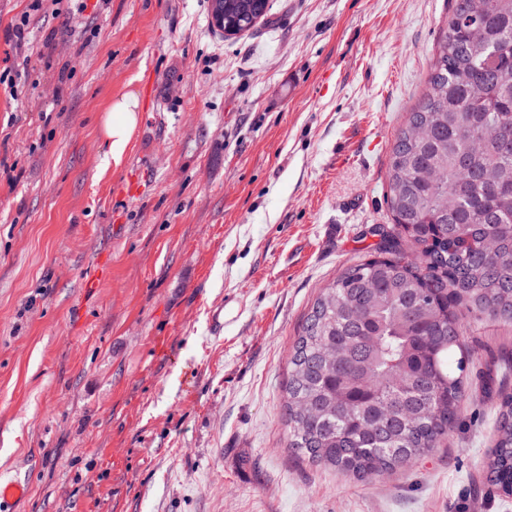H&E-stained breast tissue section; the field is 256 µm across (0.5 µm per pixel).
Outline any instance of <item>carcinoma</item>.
<instances>
[{
  "mask_svg": "<svg viewBox=\"0 0 512 512\" xmlns=\"http://www.w3.org/2000/svg\"><path fill=\"white\" fill-rule=\"evenodd\" d=\"M269 0H211L224 37ZM392 224L315 299L288 361V451L361 480L430 455L462 413L469 315L512 324V0H452L386 173ZM489 481L512 495V393Z\"/></svg>",
  "mask_w": 512,
  "mask_h": 512,
  "instance_id": "obj_1",
  "label": "carcinoma"
}]
</instances>
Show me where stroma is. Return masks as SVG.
Listing matches in <instances>:
<instances>
[{"label":"stroma","mask_w":512,"mask_h":512,"mask_svg":"<svg viewBox=\"0 0 512 512\" xmlns=\"http://www.w3.org/2000/svg\"><path fill=\"white\" fill-rule=\"evenodd\" d=\"M0 0V476L14 512H512L496 399L350 481L286 448L288 354L387 224L388 158L452 0ZM24 24L25 42L12 27ZM135 93L121 165L103 117ZM108 262L88 287V266ZM470 378L512 325L469 318ZM269 10V0H211V17H224V37L253 29ZM498 419L493 448L487 457L489 481L505 495H512V393L498 390ZM27 493V485L19 480L0 478V511L13 512L11 505L23 498Z\"/></svg>","instance_id":"35a3bbf8"}]
</instances>
